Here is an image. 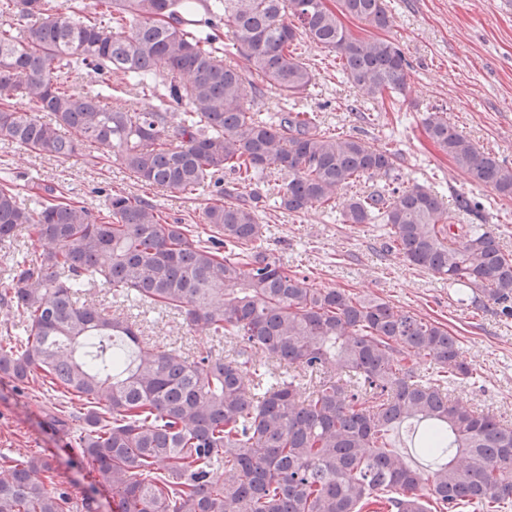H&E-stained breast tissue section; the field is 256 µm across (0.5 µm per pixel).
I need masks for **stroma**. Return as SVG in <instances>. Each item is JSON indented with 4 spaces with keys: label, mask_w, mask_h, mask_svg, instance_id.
<instances>
[{
    "label": "stroma",
    "mask_w": 512,
    "mask_h": 512,
    "mask_svg": "<svg viewBox=\"0 0 512 512\" xmlns=\"http://www.w3.org/2000/svg\"><path fill=\"white\" fill-rule=\"evenodd\" d=\"M386 2L392 15L389 28L378 31L351 17L343 23L400 45L411 64L404 101L383 106L377 120L361 118L351 109L357 92L337 73L334 54L306 42L302 60L315 80L301 107L318 112L324 127L397 150L406 183L429 187L446 201L453 193L466 194L485 203L487 224L512 223V200L495 198L472 183L426 138L420 124L425 110L446 108L450 122L478 148L512 165V0ZM0 168L24 172L16 186L22 198L50 184L94 212L103 208L111 191L126 190L153 195L169 222L199 225L209 202L205 194H151L118 162L101 159L92 147L79 157L62 160L0 141ZM287 181V176L276 173L258 187L264 246L316 287L379 297L396 310L447 327L458 339L461 359L478 371L476 379L454 384L455 395L512 424V318L499 315L493 304L461 300L446 279L387 252L381 225L342 224L320 208L301 214L274 208L273 199ZM89 298L105 311L136 322L149 344L185 354L229 359L236 354L234 342L190 332L175 315L113 296L109 288H92ZM54 406L63 409L67 402L51 391L18 392L13 382L0 378V453L43 450L53 460L59 489L80 498L94 497L99 512H113L111 494L94 484L70 451L69 429L50 422L47 412Z\"/></svg>",
    "instance_id": "35a3bbf8"
}]
</instances>
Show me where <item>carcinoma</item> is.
<instances>
[{"label": "carcinoma", "mask_w": 512, "mask_h": 512, "mask_svg": "<svg viewBox=\"0 0 512 512\" xmlns=\"http://www.w3.org/2000/svg\"><path fill=\"white\" fill-rule=\"evenodd\" d=\"M337 2L336 12L326 0H96L99 12H58L51 0H0V17L26 20L0 23V140L64 159L90 142L146 186L218 196L203 238L138 194L112 192L97 215L51 186L28 204L0 173V245L24 225L41 247L0 281V376L83 402L71 448L116 512H362L384 490L387 512H500L512 500V426L448 392L474 375L456 337L380 298L317 288L261 245L256 190H243L274 167L288 176L278 208L333 209L349 190L341 223L387 225L389 252L512 317V253L492 226L461 223L478 203L458 193L448 207L404 185L394 150L296 109L314 80L305 41L335 53L364 100L395 102L407 87L400 47L340 20L384 29L385 0ZM160 66L165 96L187 102L176 125L158 106L108 103L120 90L155 95ZM81 70L107 80L77 88ZM257 79L280 91L276 111L246 106ZM421 125L458 170L512 200V166L447 112L430 108ZM226 175L242 191H224ZM375 178L376 189L355 190ZM96 284L243 348L230 360L154 348L83 298ZM414 354L430 372L410 365ZM259 355L319 382L304 392ZM404 424L426 475L389 448ZM0 512H96V502L54 487L42 452L18 451L0 453Z\"/></svg>", "instance_id": "obj_1"}]
</instances>
